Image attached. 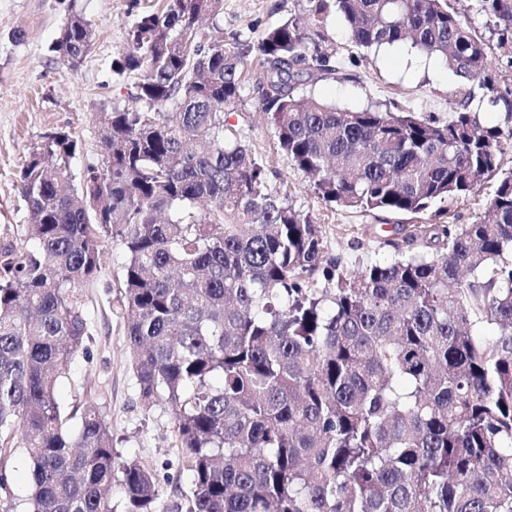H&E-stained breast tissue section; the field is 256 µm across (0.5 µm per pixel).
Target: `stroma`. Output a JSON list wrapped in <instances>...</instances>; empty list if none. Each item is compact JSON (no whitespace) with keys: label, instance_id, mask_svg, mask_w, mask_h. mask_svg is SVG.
Returning <instances> with one entry per match:
<instances>
[{"label":"stroma","instance_id":"1","mask_svg":"<svg viewBox=\"0 0 512 512\" xmlns=\"http://www.w3.org/2000/svg\"><path fill=\"white\" fill-rule=\"evenodd\" d=\"M158 0H0V242L22 244L28 213L21 197L19 172L31 150L48 131L64 127L81 141L77 166L95 162L102 113L130 107L134 78H117L110 64L126 44L129 27ZM471 31L482 39L498 90L512 91V41L501 39L496 19L480 12L477 0H451ZM307 0H224L215 25L225 40L256 39L291 13L306 9ZM81 11L96 35L82 60L57 62L49 47L73 11ZM325 32L336 47L337 78L321 80L313 91L321 99L349 109L379 105L448 120V102L458 78L437 59L399 44L363 51L351 40L340 15H331ZM260 69L242 75L239 102L228 108L229 127L239 131L263 161L270 186L287 193L296 208L320 224L326 260L340 271L384 263L397 257L401 235L394 224H418L413 215L360 212L328 204L314 195L305 173L295 168L276 143L266 113L257 104ZM512 171V150L502 154L498 170L469 195L434 203L437 221L469 224L484 216L493 192ZM106 262L93 284L82 291L83 312L91 336L86 354L72 361L57 384L58 399L73 410L93 397L107 416L112 445L124 459L150 467L157 479L160 512H190L191 475L172 428L170 413L144 411L130 369L122 314L121 263L118 246H105ZM29 459L15 448L0 462L7 484L0 487V512H26L31 487Z\"/></svg>","mask_w":512,"mask_h":512}]
</instances>
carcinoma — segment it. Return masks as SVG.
I'll list each match as a JSON object with an SVG mask.
<instances>
[{
  "mask_svg": "<svg viewBox=\"0 0 512 512\" xmlns=\"http://www.w3.org/2000/svg\"><path fill=\"white\" fill-rule=\"evenodd\" d=\"M308 2L253 42L202 28L223 0L144 12L111 63L135 77L137 106L104 113L98 161L75 174L80 142L59 127L23 164L25 240L0 244V454L21 440L29 512H112L118 471L126 512H158L154 473L119 459L96 402L68 413L56 396L87 351L80 291L108 240L140 403L170 411L191 512H512V172L487 217L423 225L434 252L340 274L224 119L252 55L258 106L319 199L423 214L512 147L511 124L485 128L470 109L500 100L486 44L448 0ZM479 2L512 28V0ZM333 13L363 49L440 57L460 81L454 118L308 91L338 70ZM94 35L75 12L51 51L74 62ZM478 323L497 336H473Z\"/></svg>",
  "mask_w": 512,
  "mask_h": 512,
  "instance_id": "1",
  "label": "carcinoma"
}]
</instances>
